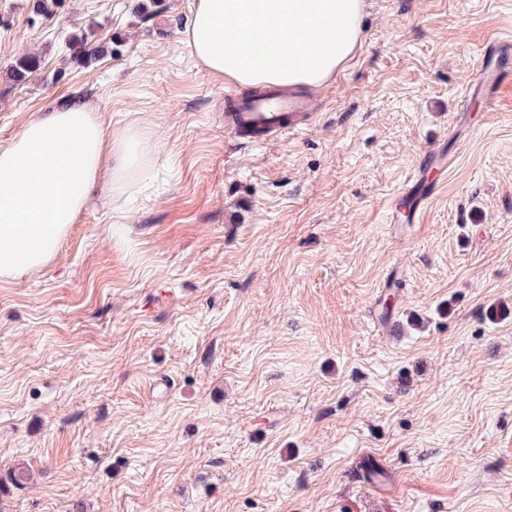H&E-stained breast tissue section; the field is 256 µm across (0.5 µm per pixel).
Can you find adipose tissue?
I'll return each instance as SVG.
<instances>
[{"mask_svg": "<svg viewBox=\"0 0 512 512\" xmlns=\"http://www.w3.org/2000/svg\"><path fill=\"white\" fill-rule=\"evenodd\" d=\"M363 10L364 0H194L182 38L243 87H317L352 58ZM155 156L147 131L107 133L79 99L34 116L0 145V281L54 262L104 168L115 192L145 181Z\"/></svg>", "mask_w": 512, "mask_h": 512, "instance_id": "obj_1", "label": "adipose tissue"}]
</instances>
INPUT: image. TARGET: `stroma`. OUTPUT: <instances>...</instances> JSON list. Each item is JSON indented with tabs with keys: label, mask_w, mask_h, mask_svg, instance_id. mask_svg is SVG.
Returning a JSON list of instances; mask_svg holds the SVG:
<instances>
[{
	"label": "stroma",
	"mask_w": 512,
	"mask_h": 512,
	"mask_svg": "<svg viewBox=\"0 0 512 512\" xmlns=\"http://www.w3.org/2000/svg\"><path fill=\"white\" fill-rule=\"evenodd\" d=\"M34 2L0 0V143L78 98L158 164L0 281V512H512V70L489 111L475 80L512 0H367L311 126L263 144L181 41L193 0ZM433 145L445 178L393 223ZM41 65L40 57L32 53H25L16 58L10 69V75L15 83H25L29 75Z\"/></svg>",
	"instance_id": "35a3bbf8"
}]
</instances>
